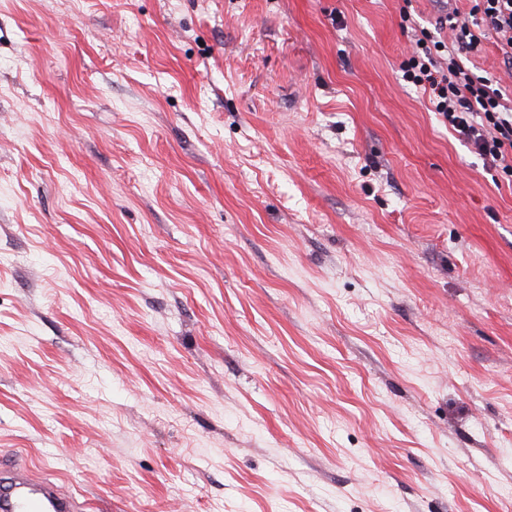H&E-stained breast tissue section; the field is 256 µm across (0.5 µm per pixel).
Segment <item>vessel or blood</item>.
Wrapping results in <instances>:
<instances>
[{
  "label": "vessel or blood",
  "mask_w": 512,
  "mask_h": 512,
  "mask_svg": "<svg viewBox=\"0 0 512 512\" xmlns=\"http://www.w3.org/2000/svg\"><path fill=\"white\" fill-rule=\"evenodd\" d=\"M0 512H82V508L58 483L35 479L19 468L0 480Z\"/></svg>",
  "instance_id": "1"
}]
</instances>
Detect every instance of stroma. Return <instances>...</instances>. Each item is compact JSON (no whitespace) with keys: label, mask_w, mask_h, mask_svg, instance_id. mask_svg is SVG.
<instances>
[{"label":"stroma","mask_w":512,"mask_h":512,"mask_svg":"<svg viewBox=\"0 0 512 512\" xmlns=\"http://www.w3.org/2000/svg\"><path fill=\"white\" fill-rule=\"evenodd\" d=\"M446 0H0V459L93 512H512V186L403 78Z\"/></svg>","instance_id":"obj_1"}]
</instances>
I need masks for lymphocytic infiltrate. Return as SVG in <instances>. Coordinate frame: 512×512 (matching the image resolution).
Listing matches in <instances>:
<instances>
[{
	"label": "lymphocytic infiltrate",
	"mask_w": 512,
	"mask_h": 512,
	"mask_svg": "<svg viewBox=\"0 0 512 512\" xmlns=\"http://www.w3.org/2000/svg\"><path fill=\"white\" fill-rule=\"evenodd\" d=\"M454 45L420 29L404 76L427 93L434 112L486 163L512 177V86L493 84L467 66L487 33L499 39L501 62L512 70V0H474L466 20L453 22Z\"/></svg>",
	"instance_id": "1"
}]
</instances>
